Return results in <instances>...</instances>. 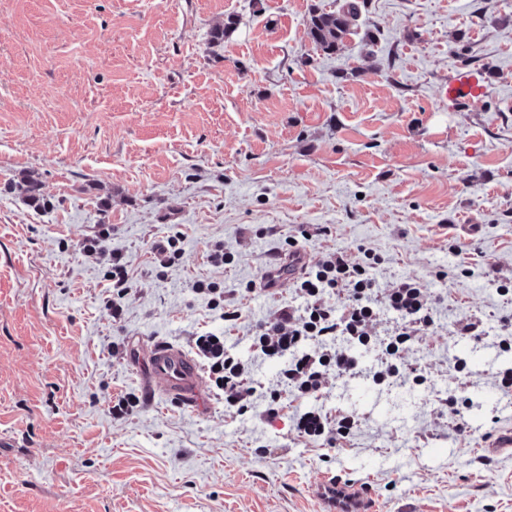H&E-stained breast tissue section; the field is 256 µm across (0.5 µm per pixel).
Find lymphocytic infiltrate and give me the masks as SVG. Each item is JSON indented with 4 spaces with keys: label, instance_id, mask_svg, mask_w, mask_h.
Listing matches in <instances>:
<instances>
[{
    "label": "lymphocytic infiltrate",
    "instance_id": "1",
    "mask_svg": "<svg viewBox=\"0 0 512 512\" xmlns=\"http://www.w3.org/2000/svg\"><path fill=\"white\" fill-rule=\"evenodd\" d=\"M382 262V256L369 249L357 257L342 251L328 253L304 268L292 283L305 299V307L280 309L274 318L258 323L256 341L261 351L269 357L289 359L280 371L284 383L311 396L326 387L330 376L357 374L358 362L349 350L354 344L378 348L380 359L373 373L377 381L402 377L418 386L426 384L422 370L405 367L401 354L436 328L435 310L424 285L417 280L402 281L387 295H380L373 272ZM339 287L347 291L346 303L340 309L325 300L327 293ZM382 308L393 312L396 321L391 329L377 335L370 328ZM195 345L225 403L247 411L254 392L245 385L246 365L225 350L223 337L200 336ZM358 424L357 416L349 413L332 419L307 411L295 420L300 436H322L333 447L346 441Z\"/></svg>",
    "mask_w": 512,
    "mask_h": 512
}]
</instances>
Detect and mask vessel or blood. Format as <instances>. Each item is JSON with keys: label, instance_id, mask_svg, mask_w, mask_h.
<instances>
[{"label": "vessel or blood", "instance_id": "obj_1", "mask_svg": "<svg viewBox=\"0 0 512 512\" xmlns=\"http://www.w3.org/2000/svg\"><path fill=\"white\" fill-rule=\"evenodd\" d=\"M481 90L478 75L471 72L457 74L448 82V102L456 104ZM146 368L150 380L163 385L173 402L200 405L202 380L199 366L185 351L167 343L155 344L148 355ZM325 498L332 512H365L363 500L350 492L347 486L336 485L326 491Z\"/></svg>", "mask_w": 512, "mask_h": 512}]
</instances>
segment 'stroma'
I'll return each instance as SVG.
<instances>
[{"mask_svg":"<svg viewBox=\"0 0 512 512\" xmlns=\"http://www.w3.org/2000/svg\"><path fill=\"white\" fill-rule=\"evenodd\" d=\"M342 2L0 0V512H330L319 489L338 480L367 512H512V391L496 382L512 300L487 275L512 281V0H359L327 55L309 18ZM460 72L483 90L452 107ZM26 176L43 206L15 190ZM98 224L104 250H83ZM172 235L183 256L158 268ZM218 241L232 264L211 263ZM291 241L312 263L374 250L383 292L426 284L440 324L404 361L428 385L373 383L379 353L357 346L364 376L316 397L280 387L273 420L207 382L201 409L173 404L145 371L158 341L193 356L195 337L222 336L250 386L277 385L284 361L252 334L305 305L261 286ZM115 252L131 278L118 319ZM469 316L481 340L456 335ZM449 394L470 402L464 432ZM308 409L361 424L333 447L297 434ZM197 293L208 295L209 303L215 310H222L224 321H233L238 318V311L233 305L224 299V290L214 282H198L194 286Z\"/></svg>","mask_w":512,"mask_h":512,"instance_id":"stroma-1","label":"stroma"}]
</instances>
